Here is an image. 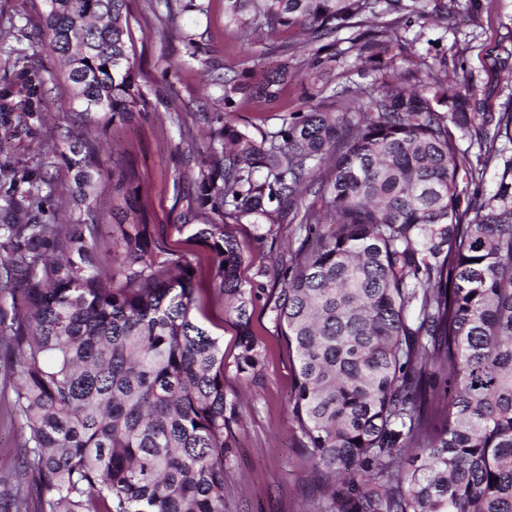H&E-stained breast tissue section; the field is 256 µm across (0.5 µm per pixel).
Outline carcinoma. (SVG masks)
I'll return each instance as SVG.
<instances>
[{
    "mask_svg": "<svg viewBox=\"0 0 512 512\" xmlns=\"http://www.w3.org/2000/svg\"><path fill=\"white\" fill-rule=\"evenodd\" d=\"M45 55L60 65L78 111L33 163L0 164V351L12 408L26 425L29 489H4L14 512H224L239 414L224 391V352L198 325L189 258L163 250L123 174L127 224L111 225L112 284L97 260L109 177L86 134L145 105L127 17L130 0H40ZM455 0H224L248 40L299 29L316 45V77L353 60L371 86L322 83L334 107L310 104L257 137L238 126V96L280 99L283 71L212 82L213 111L181 216L214 254V280L239 330L237 373L265 354L251 331L268 269L245 287L233 225L264 239L299 224L280 256L271 300L294 357L291 414L318 474L302 512H512V157L480 193L512 112L477 111L467 76L448 88L445 63L405 66L399 23L444 20ZM351 31L347 38L340 37ZM0 86V127L30 120L47 90L42 62L17 53ZM23 105L16 113L17 105ZM479 149L461 148L468 136ZM62 164L73 185L49 176ZM310 191L321 209L304 205ZM63 218L44 221L45 207ZM336 231L321 232V215ZM206 215V222L196 223Z\"/></svg>",
    "mask_w": 512,
    "mask_h": 512,
    "instance_id": "cac0c4a2",
    "label": "carcinoma"
}]
</instances>
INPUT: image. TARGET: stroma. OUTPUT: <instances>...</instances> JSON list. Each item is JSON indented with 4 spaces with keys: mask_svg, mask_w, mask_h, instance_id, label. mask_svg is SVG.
<instances>
[{
    "mask_svg": "<svg viewBox=\"0 0 512 512\" xmlns=\"http://www.w3.org/2000/svg\"><path fill=\"white\" fill-rule=\"evenodd\" d=\"M460 7L447 19L425 28L401 23L408 39L410 60L422 56L445 59L449 78L468 75L477 98L491 112H512V0H459ZM129 27L134 44L139 82L146 96L144 112L129 124L114 123L98 136L106 165L112 175L94 184L103 223H116L121 197L116 185L126 166L138 173L139 195L152 215L157 241L187 254L194 269L198 323L219 338L224 351V390L239 402L240 421L232 431V457L224 496V512H299L314 502V482L299 447L290 400L294 382L288 345L271 319L265 300H257L252 330L266 351V360L251 384L237 374L238 329L224 296L212 282L214 255L193 235L179 228V216L194 204L196 167L186 151L198 143L199 127L192 115L209 111L221 90L208 86L203 60L223 64L225 78L241 69L254 80L270 71L287 68L293 80L283 98L272 105H243L235 114L239 126L253 134L277 129L289 113L302 109L307 97L321 107L329 102L320 95V83L311 74V52L299 48L285 54L263 53L266 45L279 43L283 35L267 32L260 43L241 41L224 22V0H211L207 14L185 10L176 30L163 34L162 0H131ZM0 12L24 29V40L0 42V84L15 77L8 51L21 47L27 54L41 52L42 19L31 0H0ZM196 34L199 51L190 55L179 41V32ZM48 103L28 125L0 128V163L43 154L57 140L60 126L69 120L75 106L70 88L59 72L46 77ZM245 255L238 276L243 283L254 279L258 266H273L277 252L296 249L301 234L294 225L277 227L276 239L257 240L248 224L236 227ZM12 390L0 379V489L23 484L21 448L24 425L11 408Z\"/></svg>",
    "mask_w": 512,
    "mask_h": 512,
    "instance_id": "1",
    "label": "stroma"
}]
</instances>
